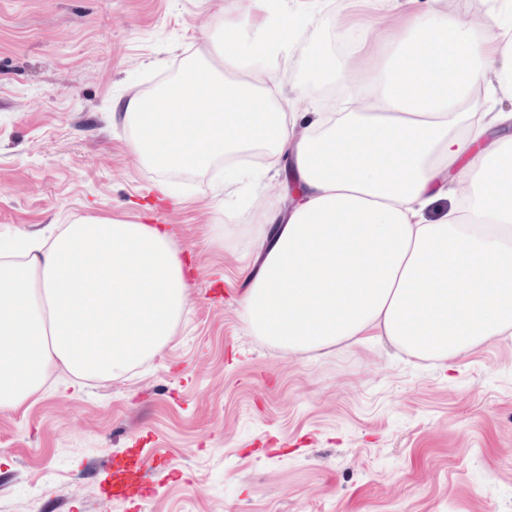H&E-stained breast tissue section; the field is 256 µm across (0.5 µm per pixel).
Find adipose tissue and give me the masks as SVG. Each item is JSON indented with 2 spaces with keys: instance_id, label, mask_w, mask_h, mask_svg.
Returning a JSON list of instances; mask_svg holds the SVG:
<instances>
[{
  "instance_id": "obj_1",
  "label": "adipose tissue",
  "mask_w": 512,
  "mask_h": 512,
  "mask_svg": "<svg viewBox=\"0 0 512 512\" xmlns=\"http://www.w3.org/2000/svg\"><path fill=\"white\" fill-rule=\"evenodd\" d=\"M390 0H339L361 20L343 51L310 35L324 0H232L224 32L182 74L118 100L127 144L155 170L224 164L265 189L280 160L301 181L288 212L248 228L261 268L240 301L253 335L288 353L384 342L451 367L512 336V0L464 21L427 0L378 30ZM344 89L347 112H302ZM257 150L260 170L235 164ZM440 219L427 213L441 197ZM189 311L167 230L86 215L41 239L0 241V411L57 372L115 381L172 342Z\"/></svg>"
}]
</instances>
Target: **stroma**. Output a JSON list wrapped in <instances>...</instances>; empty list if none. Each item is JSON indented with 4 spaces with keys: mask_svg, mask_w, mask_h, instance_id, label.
Instances as JSON below:
<instances>
[{
    "mask_svg": "<svg viewBox=\"0 0 512 512\" xmlns=\"http://www.w3.org/2000/svg\"><path fill=\"white\" fill-rule=\"evenodd\" d=\"M224 2L0 0V236L87 214L161 224L191 271L161 356L0 412V512H512V336L445 372L379 346L267 344L239 306L261 266L251 190L131 153L113 103L203 50ZM134 453L157 463L147 497L104 505Z\"/></svg>",
    "mask_w": 512,
    "mask_h": 512,
    "instance_id": "stroma-1",
    "label": "stroma"
}]
</instances>
